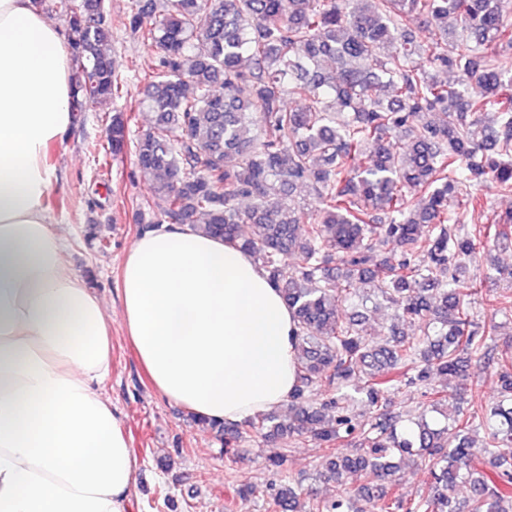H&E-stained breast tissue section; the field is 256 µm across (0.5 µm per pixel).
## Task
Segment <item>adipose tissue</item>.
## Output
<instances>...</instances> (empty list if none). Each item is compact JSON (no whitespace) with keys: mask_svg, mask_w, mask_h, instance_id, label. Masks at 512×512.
Masks as SVG:
<instances>
[{"mask_svg":"<svg viewBox=\"0 0 512 512\" xmlns=\"http://www.w3.org/2000/svg\"><path fill=\"white\" fill-rule=\"evenodd\" d=\"M71 101L66 37L32 0H0V512H127L137 468L105 390L112 320L46 206ZM119 298L160 396L237 423L294 392L292 312L235 245L179 224L144 231Z\"/></svg>","mask_w":512,"mask_h":512,"instance_id":"adipose-tissue-1","label":"adipose tissue"}]
</instances>
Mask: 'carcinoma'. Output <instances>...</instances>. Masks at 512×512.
<instances>
[{
    "mask_svg": "<svg viewBox=\"0 0 512 512\" xmlns=\"http://www.w3.org/2000/svg\"><path fill=\"white\" fill-rule=\"evenodd\" d=\"M32 3L67 20L72 112L112 106V155L133 145L140 172L155 180L163 206L157 216L138 209V223L187 224L234 244L293 312L298 385L288 418L263 414L251 428L327 448L326 477L343 490L304 511L290 486L270 495L268 512H354L345 479L363 474L373 482L357 489L365 512H512L511 353L501 354L490 409L460 407L469 364L492 351L476 296L497 276L472 265L476 241L496 247L512 230V213L476 234L464 224L488 204L487 183L512 194V0H132L125 26L159 64L141 74L142 97L121 106L101 0ZM450 18L459 29L451 43ZM414 28L432 37L416 40ZM440 68L463 80L441 79ZM145 109L152 126L132 130ZM422 114L442 119L417 125L396 150L392 134ZM299 183L314 200L285 207L281 196ZM355 281L420 334L393 331L371 345L363 315L337 314L357 295ZM434 371L447 386H428ZM414 386L434 416L402 425L386 412L364 423L350 414V389L380 408ZM321 389L336 396L315 406ZM480 430L490 474L470 452ZM347 439L358 451L336 454ZM407 455L429 469L431 493H390L401 479L394 459ZM462 481L471 487L463 502Z\"/></svg>",
    "mask_w": 512,
    "mask_h": 512,
    "instance_id": "1",
    "label": "carcinoma"
}]
</instances>
